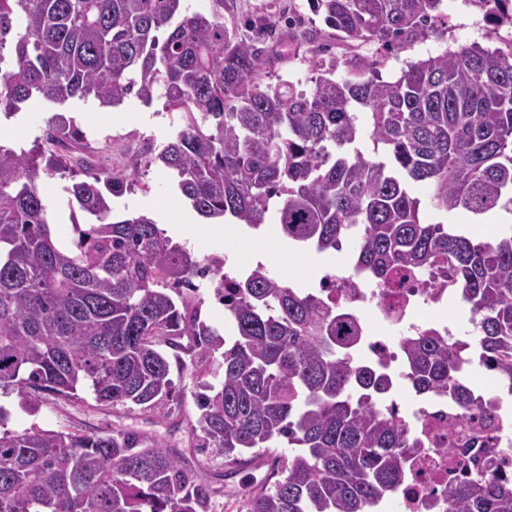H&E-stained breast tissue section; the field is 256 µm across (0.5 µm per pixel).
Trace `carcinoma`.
I'll return each instance as SVG.
<instances>
[{
  "label": "carcinoma",
  "mask_w": 512,
  "mask_h": 512,
  "mask_svg": "<svg viewBox=\"0 0 512 512\" xmlns=\"http://www.w3.org/2000/svg\"><path fill=\"white\" fill-rule=\"evenodd\" d=\"M185 0H0V111L40 99L102 108L137 94L181 116L153 160L205 220L258 228L317 252L353 241L352 265L393 288L407 273L446 267L470 306L482 360H512V226L475 243L453 224H425L411 185L438 211L512 213V46L444 49L408 63L393 82L381 61L338 57L318 45L303 58L310 90L289 78L260 82L272 11L246 20L229 0L192 10ZM512 25V0H481ZM353 47L404 50L440 33L443 0H308ZM369 135L373 155L361 150ZM72 125L50 118L44 143L0 144V389L46 401L156 409L175 396L163 350L210 328L175 289L201 263L145 214L114 216L113 198L138 170L95 162ZM91 219L71 241L53 237L39 184L57 174ZM233 340L223 381L196 397L203 446L239 463L286 443L246 512H371L403 481L413 433L359 391L387 380L343 356L355 326L336 302L282 281L263 266L230 298ZM415 389L447 390L467 409L471 389L441 336L402 342ZM211 488L179 452L138 431L4 428L0 512H208ZM447 512H512V482L489 464L448 491Z\"/></svg>",
  "instance_id": "1"
}]
</instances>
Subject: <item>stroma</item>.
I'll use <instances>...</instances> for the list:
<instances>
[{
  "mask_svg": "<svg viewBox=\"0 0 512 512\" xmlns=\"http://www.w3.org/2000/svg\"><path fill=\"white\" fill-rule=\"evenodd\" d=\"M270 2L274 3L282 21L275 35L265 43L266 62L262 82L273 84L278 77L288 76L298 81L302 88H309L311 73L308 66L299 60L305 48L295 39L294 30L288 27L286 20L290 17L303 18V27L307 30L320 31L324 25L310 11L307 0H238V9L246 14H256L265 11ZM444 12L446 23L441 37L417 43L399 53L397 58L384 61L381 67L383 77L388 78L399 72L406 59L422 58L448 47L475 42L485 47L491 46L492 41L487 37L489 25L483 15L456 8L452 0H445ZM97 109L94 101L76 100L64 108L63 115L99 147L101 156H122L127 165L133 162L131 148L157 145L177 133V122L160 99L147 105L136 97H128L121 105L122 111L129 115L124 123L101 119ZM52 114V109L38 100L22 105L19 111L11 114L0 112V143L14 148H32L34 144L42 142L46 121ZM142 179L148 183V191H141L135 184L129 185L114 200L118 213L147 214L167 236L187 244L200 259L213 253L221 255L248 250L246 231H238L232 237L206 234L204 220L178 191L172 170L155 162L143 169ZM70 183V176L55 175L39 186L41 196L52 211L51 229L61 239L75 235L66 192ZM414 193L423 201L420 209L423 221L457 225L478 241L485 238L484 228H491L495 233L500 230L499 225H487L485 218L465 211L444 214L432 209L427 202L429 189L426 185H416ZM263 248L271 256L269 265L274 271H288L299 287L309 288L317 285L328 267L339 264L344 255L351 253L352 244L347 241L341 250L318 254L297 251L282 236L269 235L264 239ZM220 362V354H212L206 361L205 370L201 371L191 363L189 355L184 354L173 360L172 378L182 396L151 411L119 405L99 406L92 401L67 407L63 411L51 404L32 408L26 406L13 390H0V406L10 412L6 426L12 430L31 426L56 430L73 424L88 433L128 428L158 435L183 454L188 467L204 474L212 489L208 512H241L245 492L261 485L266 476L265 467L257 464L233 465L219 450L202 447L196 431L198 410L194 394L204 384L215 388L220 386Z\"/></svg>",
  "mask_w": 512,
  "mask_h": 512,
  "instance_id": "stroma-1",
  "label": "stroma"
}]
</instances>
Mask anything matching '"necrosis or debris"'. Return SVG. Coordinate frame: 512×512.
<instances>
[{
  "mask_svg": "<svg viewBox=\"0 0 512 512\" xmlns=\"http://www.w3.org/2000/svg\"><path fill=\"white\" fill-rule=\"evenodd\" d=\"M203 269L202 285L219 307L228 306L239 279L254 271L242 256L217 254L208 257ZM320 288L332 293L337 307L357 316L359 360L376 366L389 381L375 406L392 411L419 442L404 450L405 479L377 503V512H446L449 489L478 463L496 461V473L512 480V378L498 365H484L471 342L459 337L448 317V298L455 289L447 269L411 273L397 287L383 288L350 267L336 266L324 272ZM422 310L427 318H419ZM425 332L456 345L461 376L481 365L489 384L477 391L469 410H461L448 393H422L408 383L399 340Z\"/></svg>",
  "mask_w": 512,
  "mask_h": 512,
  "instance_id": "1",
  "label": "necrosis or debris"
}]
</instances>
